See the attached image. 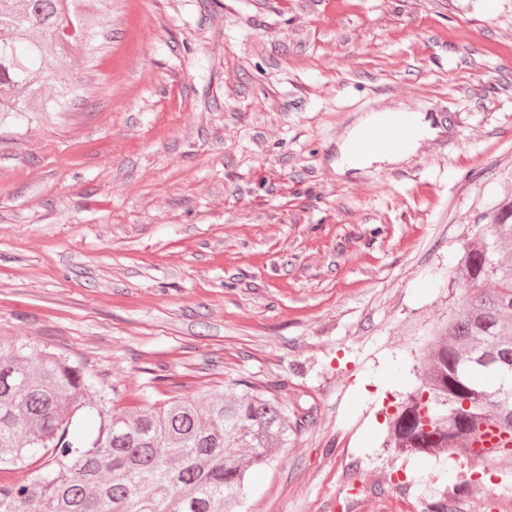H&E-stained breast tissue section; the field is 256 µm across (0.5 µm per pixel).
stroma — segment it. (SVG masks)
I'll list each match as a JSON object with an SVG mask.
<instances>
[{
  "label": "stroma",
  "mask_w": 512,
  "mask_h": 512,
  "mask_svg": "<svg viewBox=\"0 0 512 512\" xmlns=\"http://www.w3.org/2000/svg\"><path fill=\"white\" fill-rule=\"evenodd\" d=\"M63 112L0 113V339L139 406L273 394L288 445L235 512H512V457L386 446L475 225L512 212V0H112ZM440 131L338 174L356 117ZM397 473L408 488L389 480Z\"/></svg>",
  "instance_id": "obj_1"
}]
</instances>
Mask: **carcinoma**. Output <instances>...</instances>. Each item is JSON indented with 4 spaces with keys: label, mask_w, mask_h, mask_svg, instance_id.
<instances>
[{
    "label": "carcinoma",
    "mask_w": 512,
    "mask_h": 512,
    "mask_svg": "<svg viewBox=\"0 0 512 512\" xmlns=\"http://www.w3.org/2000/svg\"><path fill=\"white\" fill-rule=\"evenodd\" d=\"M104 0H0V112H63L78 95L70 57L89 52ZM66 14L75 37L59 34ZM59 88L56 96L46 85ZM512 223L478 224L449 274L462 308L427 335L419 385L392 419L388 446L427 461L455 454L487 424L512 438ZM120 391L64 355L0 343V512H231L246 476L288 446V410L254 389L146 398ZM100 419L81 435L75 413Z\"/></svg>",
    "instance_id": "cac0c4a2"
}]
</instances>
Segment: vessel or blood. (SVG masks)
<instances>
[{
  "mask_svg": "<svg viewBox=\"0 0 512 512\" xmlns=\"http://www.w3.org/2000/svg\"><path fill=\"white\" fill-rule=\"evenodd\" d=\"M415 114L414 106L407 102L384 120L366 126L353 144L354 153L365 157L408 152L420 136Z\"/></svg>",
  "mask_w": 512,
  "mask_h": 512,
  "instance_id": "b4317fda",
  "label": "vessel or blood"
}]
</instances>
